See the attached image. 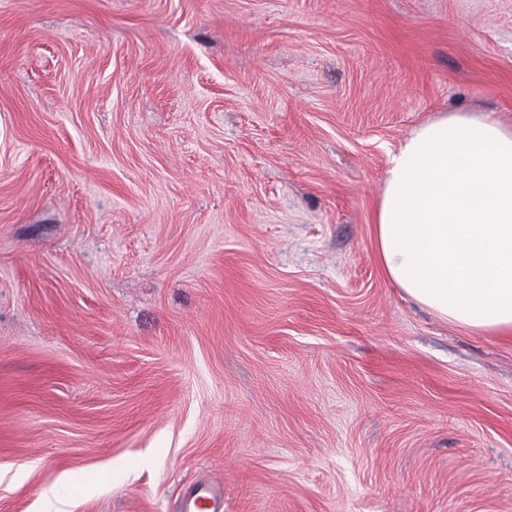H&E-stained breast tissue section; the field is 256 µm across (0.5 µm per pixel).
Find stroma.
<instances>
[{"instance_id": "1", "label": "stroma", "mask_w": 512, "mask_h": 512, "mask_svg": "<svg viewBox=\"0 0 512 512\" xmlns=\"http://www.w3.org/2000/svg\"><path fill=\"white\" fill-rule=\"evenodd\" d=\"M460 110L512 0H0V512H512V335L377 257ZM224 488L218 481L200 482L195 485L184 503L185 512H223Z\"/></svg>"}]
</instances>
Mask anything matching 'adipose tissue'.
I'll use <instances>...</instances> for the list:
<instances>
[{"instance_id": "obj_1", "label": "adipose tissue", "mask_w": 512, "mask_h": 512, "mask_svg": "<svg viewBox=\"0 0 512 512\" xmlns=\"http://www.w3.org/2000/svg\"><path fill=\"white\" fill-rule=\"evenodd\" d=\"M385 274L456 325L512 333V125L456 112L413 128L375 214Z\"/></svg>"}]
</instances>
